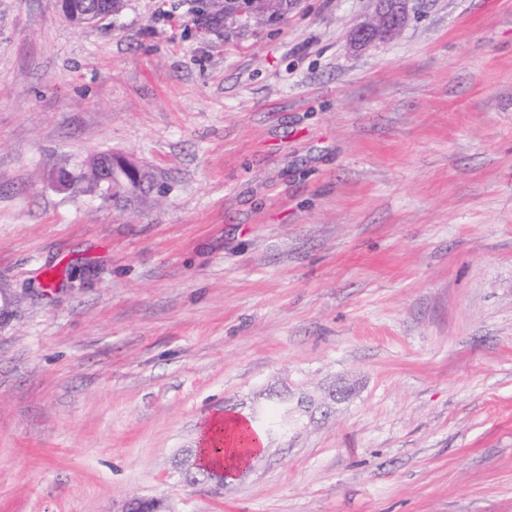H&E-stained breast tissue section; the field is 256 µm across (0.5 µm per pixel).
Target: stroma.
I'll use <instances>...</instances> for the list:
<instances>
[{"mask_svg": "<svg viewBox=\"0 0 512 512\" xmlns=\"http://www.w3.org/2000/svg\"><path fill=\"white\" fill-rule=\"evenodd\" d=\"M378 7L0 0V512H512V0L354 47ZM108 152L150 191L84 180ZM274 408L245 476L180 481ZM95 2V1H93ZM91 0H57L56 6L75 25H93L100 22V10L106 5H98ZM248 424V429H251L253 434L255 435L256 439L254 440L255 443L250 445V452L248 455L243 456L240 454H237L236 451L231 449V453H227L224 456V444L219 441V438H216L214 440L213 445L210 446V442L212 440L213 434L215 433L216 429H219L223 426V432L227 436L228 430L232 428L233 430H237L241 428L242 426ZM210 447V454L212 455L211 464L207 467L206 465H203L200 463V461L197 459L196 454H192L193 459H197L198 467L196 469L197 475L206 478V479H222L224 473L225 474H233L237 471H240L247 467L250 463L254 461V459L257 456H260L264 453L267 447V438L263 431L255 427L249 419L245 418L244 416H213L212 419L205 423L202 427L200 434L198 436V448L197 454L198 457L202 459H205L207 448ZM224 458V465H223V471L220 470V462Z\"/></svg>", "mask_w": 512, "mask_h": 512, "instance_id": "stroma-1", "label": "stroma"}]
</instances>
